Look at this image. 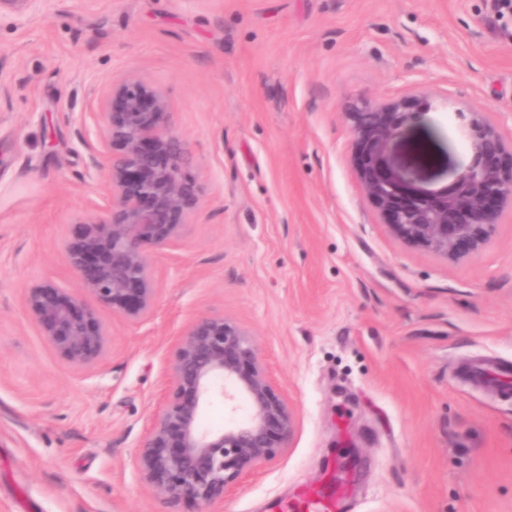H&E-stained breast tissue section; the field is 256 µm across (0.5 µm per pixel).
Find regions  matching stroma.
I'll return each instance as SVG.
<instances>
[{"instance_id": "obj_1", "label": "stroma", "mask_w": 512, "mask_h": 512, "mask_svg": "<svg viewBox=\"0 0 512 512\" xmlns=\"http://www.w3.org/2000/svg\"><path fill=\"white\" fill-rule=\"evenodd\" d=\"M493 0H29L0 10V512H161L135 454L202 316L252 334L294 412L288 448L219 512L347 480L343 512H512V206L451 261L396 237L360 178L345 101L426 111L391 147L417 186L472 162L454 111L512 144V14ZM135 73L171 107L202 189L151 251L157 302L94 369L60 360L26 288L79 281L63 252L104 191L87 95ZM471 371L479 379L494 380L499 382L504 391L510 389V366L509 364H497L479 362L473 365Z\"/></svg>"}]
</instances>
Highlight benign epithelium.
<instances>
[{
  "label": "benign epithelium",
  "instance_id": "obj_1",
  "mask_svg": "<svg viewBox=\"0 0 512 512\" xmlns=\"http://www.w3.org/2000/svg\"><path fill=\"white\" fill-rule=\"evenodd\" d=\"M346 115L363 155L364 190L394 235L450 261L476 254L491 240L503 206L512 202V149L483 113L457 111L466 118L473 162L440 191L413 185L391 164V144L419 116L408 103L356 99ZM95 118L102 140L94 163L107 173V190L64 245L80 288L41 284L24 298L26 313L56 355L76 367H94L105 353L109 331L97 308L131 319L152 312L157 291L146 250L174 245L201 196L184 174L187 148L169 132V102L152 83L135 75L106 81L95 97ZM172 380L171 397L141 438L135 470L163 500L215 512L243 475L288 447L293 411L275 392L252 335L222 316H202L189 326L179 339ZM238 395L246 403L244 421L203 426L204 405Z\"/></svg>",
  "mask_w": 512,
  "mask_h": 512
}]
</instances>
